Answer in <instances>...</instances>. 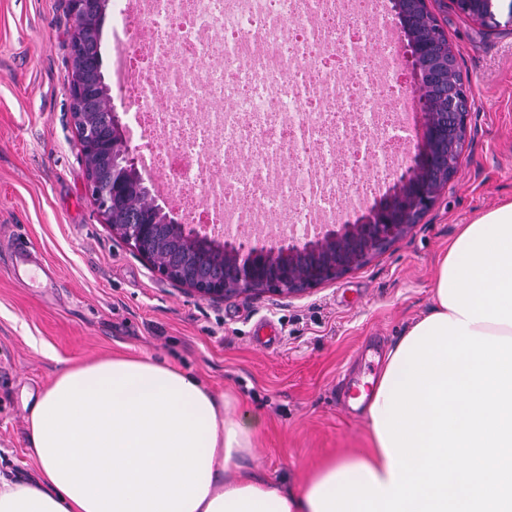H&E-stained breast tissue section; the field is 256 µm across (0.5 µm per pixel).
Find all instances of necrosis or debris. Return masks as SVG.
<instances>
[{
	"instance_id": "4bbe7bcc",
	"label": "necrosis or debris",
	"mask_w": 512,
	"mask_h": 512,
	"mask_svg": "<svg viewBox=\"0 0 512 512\" xmlns=\"http://www.w3.org/2000/svg\"><path fill=\"white\" fill-rule=\"evenodd\" d=\"M116 5L121 101L146 172L188 223L268 236L280 209L301 235L337 223L403 159L411 131L381 0Z\"/></svg>"
}]
</instances>
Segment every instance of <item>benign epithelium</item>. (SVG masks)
Returning <instances> with one entry per match:
<instances>
[{"label": "benign epithelium", "mask_w": 512, "mask_h": 512, "mask_svg": "<svg viewBox=\"0 0 512 512\" xmlns=\"http://www.w3.org/2000/svg\"><path fill=\"white\" fill-rule=\"evenodd\" d=\"M470 20L487 21L506 12L512 21V0L496 5L494 0H453ZM411 69L416 75V101L426 108L429 83L443 80L454 67L453 51L448 59L414 51L408 47ZM449 112L424 113L423 138L414 165L403 174L392 194L368 208L355 224H320L303 238L280 237L268 244L245 236L226 235L206 224H170L155 189L144 188L134 205L142 215L137 224H114L112 212L123 202L122 187L128 177L140 173L139 156L129 146L118 117H113L114 148L123 161L111 185L102 186L93 168L87 171V192L112 234L129 244L136 254L170 282L195 296L224 300L233 296L271 293L298 297L313 287L333 280L368 262L376 254L404 238L413 225L406 219L424 213L447 183L446 161L438 146L448 137L466 133L470 101L464 82L448 86ZM85 143L105 149V139L83 126V113H71Z\"/></svg>", "instance_id": "1"}]
</instances>
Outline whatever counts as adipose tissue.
<instances>
[{
  "instance_id": "ef3b65f1",
  "label": "adipose tissue",
  "mask_w": 512,
  "mask_h": 512,
  "mask_svg": "<svg viewBox=\"0 0 512 512\" xmlns=\"http://www.w3.org/2000/svg\"><path fill=\"white\" fill-rule=\"evenodd\" d=\"M446 257L436 261L433 304L390 347L369 391L353 399L384 420L397 352L425 332L427 319H458L439 288ZM36 477L0 475V512H320L319 489L338 478L391 483L378 434L370 447L322 462L291 486L243 467L258 426L232 399L147 353L114 355L61 370L27 415Z\"/></svg>"
}]
</instances>
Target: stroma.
<instances>
[{"mask_svg":"<svg viewBox=\"0 0 512 512\" xmlns=\"http://www.w3.org/2000/svg\"><path fill=\"white\" fill-rule=\"evenodd\" d=\"M68 0H0V474H36L28 397L64 366L147 352L261 419L251 468L284 485L370 445L355 386L432 304L436 259L458 225L512 199V23L485 27L427 0L471 108L457 169L412 231L301 298L191 295L114 237L86 191L70 119ZM25 245L38 283L12 276Z\"/></svg>","mask_w":512,"mask_h":512,"instance_id":"35a3bbf8","label":"stroma"}]
</instances>
